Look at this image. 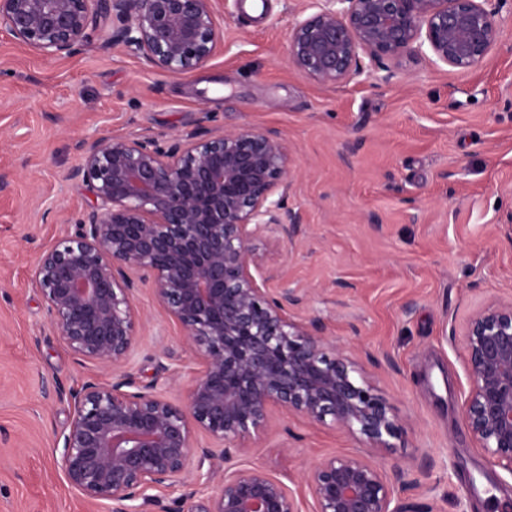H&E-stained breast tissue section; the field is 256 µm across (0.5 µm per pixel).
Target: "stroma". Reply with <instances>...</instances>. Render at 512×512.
Listing matches in <instances>:
<instances>
[{
	"label": "stroma",
	"mask_w": 512,
	"mask_h": 512,
	"mask_svg": "<svg viewBox=\"0 0 512 512\" xmlns=\"http://www.w3.org/2000/svg\"><path fill=\"white\" fill-rule=\"evenodd\" d=\"M224 50L171 76L106 47L47 59L0 35V512H110L66 481L57 449L70 422L47 382L73 387L109 370L53 335L31 262L90 195L70 171L80 144L104 135L196 129L273 130L292 146L283 215L253 244L275 287L296 290V320L319 321L366 355L370 382L407 430L385 462L418 487L398 492L422 512H512V472L488 461L461 418L469 390L463 328L512 298V0H496L497 43L468 70L433 55L319 85L288 61V33L313 0H219ZM129 368L175 402L198 363L148 285ZM245 465L285 483L313 512L304 472L359 441L333 425L275 415L247 440Z\"/></svg>",
	"instance_id": "stroma-1"
}]
</instances>
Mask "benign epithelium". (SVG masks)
<instances>
[{"label":"benign epithelium","instance_id":"obj_1","mask_svg":"<svg viewBox=\"0 0 512 512\" xmlns=\"http://www.w3.org/2000/svg\"><path fill=\"white\" fill-rule=\"evenodd\" d=\"M215 0H0V33L46 58L68 57L100 32L107 44L169 74L204 67L224 51ZM296 20L288 60L320 85H337L430 52L454 68L478 64L499 29L489 0H317ZM291 148L276 131L168 139L113 135L82 143L71 177L92 205L36 259L31 281L53 333L78 357L112 369V381L56 387L72 409L61 465L81 495L111 512H301L282 482L231 463L241 442L268 428L278 406L334 425L368 444L307 471L315 512H406L392 505L405 470L376 459L405 423L365 368L322 326L300 323L294 291L261 287L252 240L268 224L291 237L282 215ZM150 282L201 356L187 401L140 385L127 364L137 338L130 273ZM469 394L462 421L477 447L512 472V300L473 314L463 330ZM213 445H195L196 434ZM224 463L220 493L189 511L165 493L192 471Z\"/></svg>","mask_w":512,"mask_h":512}]
</instances>
